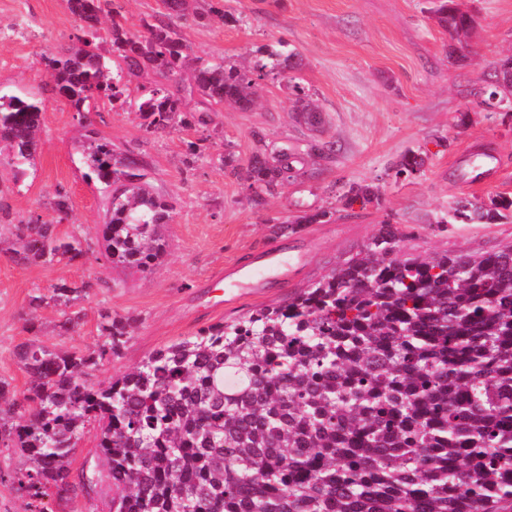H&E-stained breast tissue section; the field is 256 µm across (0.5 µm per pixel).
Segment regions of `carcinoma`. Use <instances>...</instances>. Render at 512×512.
Listing matches in <instances>:
<instances>
[{
  "label": "carcinoma",
  "mask_w": 512,
  "mask_h": 512,
  "mask_svg": "<svg viewBox=\"0 0 512 512\" xmlns=\"http://www.w3.org/2000/svg\"><path fill=\"white\" fill-rule=\"evenodd\" d=\"M79 22L77 44L45 54L55 93L83 114L98 102L134 101L145 130L205 125L189 103L255 101L259 82L281 75L294 53L259 51L253 65L197 57L186 78L187 45L161 19L133 33L111 0H67ZM111 25L102 29V18ZM438 23L458 42L472 18L437 0ZM110 44L108 53L97 41ZM498 62L483 104L512 109V83ZM155 74L160 80H150ZM297 111L317 109L296 85ZM43 102L0 93V142L14 180L37 149ZM82 154L102 186L98 235L111 267L152 270L164 251L160 227L172 206L148 188L143 162L89 138ZM409 150L400 174L424 168ZM301 157L256 151L246 167L255 203L288 184ZM350 207L377 205L379 190L350 187ZM512 197L459 202L454 224H500ZM331 211L302 212L281 226L296 232ZM21 264L76 261L82 241L60 237L50 221L13 225ZM405 235L381 225L366 255L287 301L234 323H217L150 355L135 370L89 385L84 376L124 346L127 317L99 312L101 342L85 352L51 349L38 338L15 357L30 378L23 398L7 399L0 380V447L29 463L9 475L30 512L60 508L99 482L112 485L108 512H512V242L478 255L403 253ZM91 285L58 283L30 296L53 305L59 331L79 325L74 303ZM97 424L95 461L69 484V464L88 425Z\"/></svg>",
  "instance_id": "1"
}]
</instances>
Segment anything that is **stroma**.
I'll return each mask as SVG.
<instances>
[{
	"mask_svg": "<svg viewBox=\"0 0 512 512\" xmlns=\"http://www.w3.org/2000/svg\"><path fill=\"white\" fill-rule=\"evenodd\" d=\"M473 17L468 49H460L432 14L433 0H190L178 18L189 57L249 65L262 46L283 41L296 65L261 81L255 106H216L209 125L152 134L134 107L100 104L79 118L53 92L41 56L61 53L79 27L66 0H0V90L42 100L37 153L27 176L13 181L0 156V237L34 214L53 219L50 203L66 193L68 214L58 235L81 239L77 261L20 264L0 252V379L22 397L29 377L16 348L39 335L49 347L86 351L100 341L98 313L132 318L118 354L86 378L96 385L127 373L155 351L200 329L238 320L281 303L364 250L381 224L406 235L404 250L481 254L512 241L507 224H451L458 199L512 195V116L485 110L490 63L512 55V0H453ZM299 83L319 106L312 126L296 111L289 86ZM144 161L154 191L173 209L162 228L166 250L148 273L115 269L98 241L104 216L96 181L81 152L86 130ZM304 159L288 187L254 205L245 178L224 168L225 154L246 165L257 139ZM331 151L308 153L313 141ZM410 150L426 153L422 173L399 174ZM353 184L378 187L377 207L344 209ZM331 219L296 233L276 227L303 211ZM447 228H439V221ZM268 265L251 277L250 269ZM67 281L91 284L79 301L82 320L59 334L56 307L30 310L33 293Z\"/></svg>",
	"mask_w": 512,
	"mask_h": 512,
	"instance_id": "obj_1",
	"label": "stroma"
}]
</instances>
